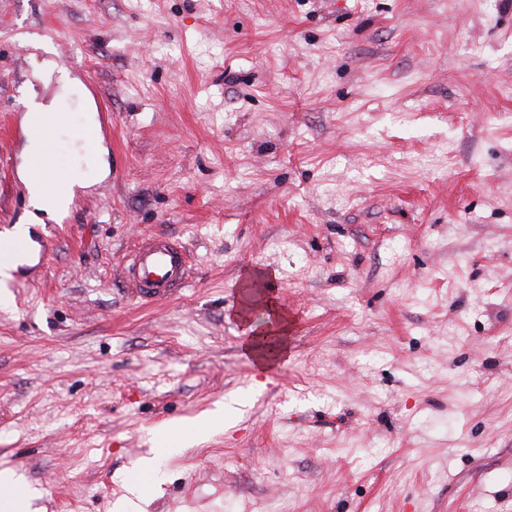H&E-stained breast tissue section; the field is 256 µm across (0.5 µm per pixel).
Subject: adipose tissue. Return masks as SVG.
Segmentation results:
<instances>
[{"label": "adipose tissue", "instance_id": "adipose-tissue-1", "mask_svg": "<svg viewBox=\"0 0 512 512\" xmlns=\"http://www.w3.org/2000/svg\"><path fill=\"white\" fill-rule=\"evenodd\" d=\"M45 69L58 73L60 86L49 102L34 98L27 108L26 123L40 131L39 136L31 138L26 147L21 172L28 191L30 211L26 223L13 226L7 233L21 251L0 257L1 286L11 279L25 252L33 246L31 225L43 223L47 218L58 220L67 213L75 188L85 186L91 176L104 174L107 170L94 105L84 103L81 115H74L69 110L68 99L76 86L75 79L56 62L46 61ZM65 144L75 154L76 161L63 169L59 166L58 155ZM267 308V325L252 329L243 344L245 354L262 368L273 363V358L267 357L262 347L264 336H276L279 356H286L290 350L291 324L287 315L275 303H268Z\"/></svg>", "mask_w": 512, "mask_h": 512}]
</instances>
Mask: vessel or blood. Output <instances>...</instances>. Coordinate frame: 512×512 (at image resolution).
<instances>
[{
	"instance_id": "obj_1",
	"label": "vessel or blood",
	"mask_w": 512,
	"mask_h": 512,
	"mask_svg": "<svg viewBox=\"0 0 512 512\" xmlns=\"http://www.w3.org/2000/svg\"><path fill=\"white\" fill-rule=\"evenodd\" d=\"M190 277L187 252L165 235L141 238L123 257L122 282L135 302L151 304L176 295Z\"/></svg>"
}]
</instances>
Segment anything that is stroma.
<instances>
[{"mask_svg": "<svg viewBox=\"0 0 512 512\" xmlns=\"http://www.w3.org/2000/svg\"><path fill=\"white\" fill-rule=\"evenodd\" d=\"M47 57L109 173L0 307V470L38 512H111L149 429L220 403L147 512H512V0H0V234ZM149 233L192 277L139 305ZM252 271L293 329L265 372ZM189 277V259L184 246L165 235L141 238L123 257V289L141 304L176 295L187 286Z\"/></svg>", "mask_w": 512, "mask_h": 512, "instance_id": "1", "label": "stroma"}]
</instances>
